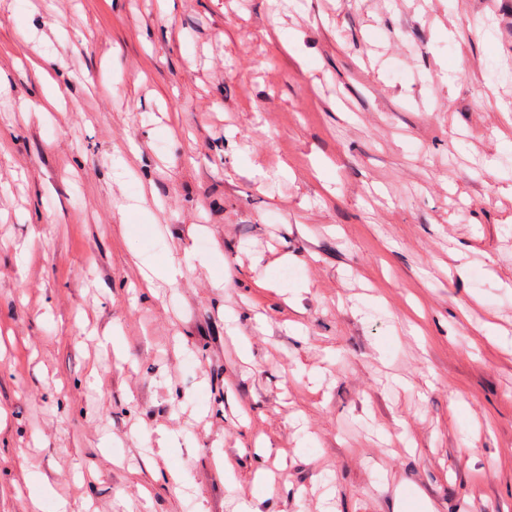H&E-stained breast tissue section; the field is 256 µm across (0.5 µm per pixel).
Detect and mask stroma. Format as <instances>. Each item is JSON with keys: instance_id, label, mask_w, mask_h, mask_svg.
<instances>
[{"instance_id": "1", "label": "stroma", "mask_w": 512, "mask_h": 512, "mask_svg": "<svg viewBox=\"0 0 512 512\" xmlns=\"http://www.w3.org/2000/svg\"><path fill=\"white\" fill-rule=\"evenodd\" d=\"M509 58L500 0H0V512H512Z\"/></svg>"}]
</instances>
